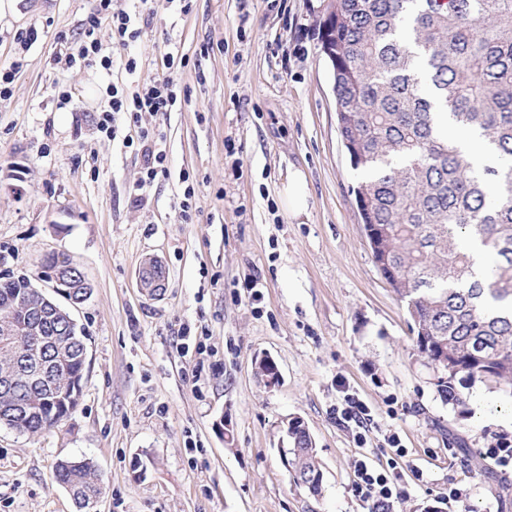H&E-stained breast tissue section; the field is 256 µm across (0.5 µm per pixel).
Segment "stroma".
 I'll return each instance as SVG.
<instances>
[{
  "mask_svg": "<svg viewBox=\"0 0 512 512\" xmlns=\"http://www.w3.org/2000/svg\"><path fill=\"white\" fill-rule=\"evenodd\" d=\"M13 4L0 14V66L22 63L0 98V274L49 290L53 254L91 294L71 312L87 345L77 408L39 435L0 426V512H78L54 479L74 457L101 473L95 512H368L352 490L359 457L418 470L394 512H453L452 481L471 512H512V468L482 457L512 441V389L479 381L467 409L444 402L373 261L321 51L327 0H191L185 15L152 0L151 24L126 51L132 75L123 60L106 71L56 43L81 31L96 0ZM31 27L38 39L21 47L15 34ZM172 45L189 59L175 75L187 100L142 119L167 137L169 175L140 206L143 158L124 144L125 114L112 137L97 122L107 87L157 76ZM296 168L309 195L298 218L279 202ZM183 171L195 185L190 224ZM151 259L167 273L153 295L138 286ZM265 356L280 372L273 386L255 373ZM341 379L369 411L360 443L340 419ZM293 417L315 442L317 496L280 463Z\"/></svg>",
  "mask_w": 512,
  "mask_h": 512,
  "instance_id": "35a3bbf8",
  "label": "stroma"
}]
</instances>
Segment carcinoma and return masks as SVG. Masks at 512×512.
Returning a JSON list of instances; mask_svg holds the SVG:
<instances>
[{
	"instance_id": "1",
	"label": "carcinoma",
	"mask_w": 512,
	"mask_h": 512,
	"mask_svg": "<svg viewBox=\"0 0 512 512\" xmlns=\"http://www.w3.org/2000/svg\"><path fill=\"white\" fill-rule=\"evenodd\" d=\"M345 147L366 174L359 212L374 263L410 318L418 356L436 368L433 386L447 403L468 405L475 379L512 385V0H336L322 29ZM477 132L499 164L478 169L437 133L440 113ZM476 238L489 264L477 277L462 241ZM63 275L86 293L80 270L48 258L45 276ZM42 313L39 365L21 363L29 337L5 336L13 320L30 328ZM86 336L25 277H0V425L39 434L79 404ZM294 479L321 475L310 435L290 438ZM55 480L90 512L101 476L86 458L61 460Z\"/></svg>"
}]
</instances>
